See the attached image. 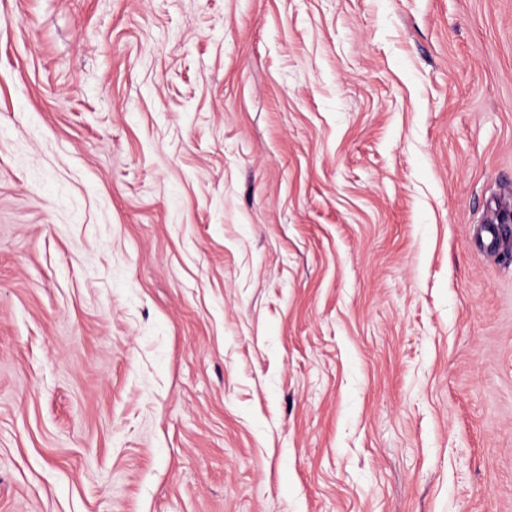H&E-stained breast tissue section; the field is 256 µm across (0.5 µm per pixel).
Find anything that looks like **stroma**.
Listing matches in <instances>:
<instances>
[{"instance_id":"1","label":"stroma","mask_w":512,"mask_h":512,"mask_svg":"<svg viewBox=\"0 0 512 512\" xmlns=\"http://www.w3.org/2000/svg\"><path fill=\"white\" fill-rule=\"evenodd\" d=\"M512 0H0V512H512Z\"/></svg>"}]
</instances>
